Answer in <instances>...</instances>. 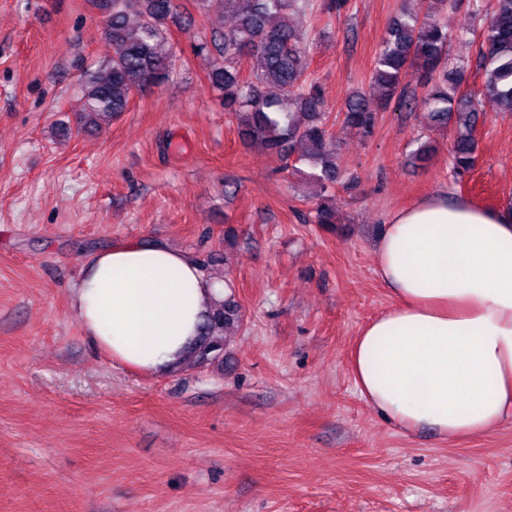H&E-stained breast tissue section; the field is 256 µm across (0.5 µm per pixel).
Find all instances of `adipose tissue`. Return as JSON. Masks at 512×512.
I'll return each mask as SVG.
<instances>
[{"label": "adipose tissue", "mask_w": 512, "mask_h": 512, "mask_svg": "<svg viewBox=\"0 0 512 512\" xmlns=\"http://www.w3.org/2000/svg\"><path fill=\"white\" fill-rule=\"evenodd\" d=\"M377 255L392 304L350 352L367 403L405 434L449 440L512 418V205L432 194L389 216ZM226 291L191 253L131 242L87 262L72 307L112 361L158 373Z\"/></svg>", "instance_id": "obj_1"}]
</instances>
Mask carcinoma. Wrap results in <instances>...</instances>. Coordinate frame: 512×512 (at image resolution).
I'll use <instances>...</instances> for the list:
<instances>
[{"mask_svg":"<svg viewBox=\"0 0 512 512\" xmlns=\"http://www.w3.org/2000/svg\"><path fill=\"white\" fill-rule=\"evenodd\" d=\"M109 15L112 58L84 82L81 120L86 129L98 120L127 111L133 92L166 82L175 61L169 21L178 17L176 0H93ZM236 16L234 27L213 28L195 44L210 60L209 79L221 93L224 111L237 120L239 137L262 150L304 164L307 176L323 190L335 188L341 172L336 141L319 88L307 81L309 51L297 19L311 0H224ZM450 36L435 17L403 9L380 42L369 92L349 99L343 123L365 138L374 133L377 111L392 100L402 109L421 105L430 126L452 128L453 169H474L479 102L461 92L465 63L449 54ZM482 95L512 112V0H492L480 48ZM248 75H243L242 65ZM418 74L423 96L405 92L402 83ZM242 322L235 295L212 303L189 347L194 366L224 363V332Z\"/></svg>","mask_w":512,"mask_h":512,"instance_id":"carcinoma-1","label":"carcinoma"}]
</instances>
